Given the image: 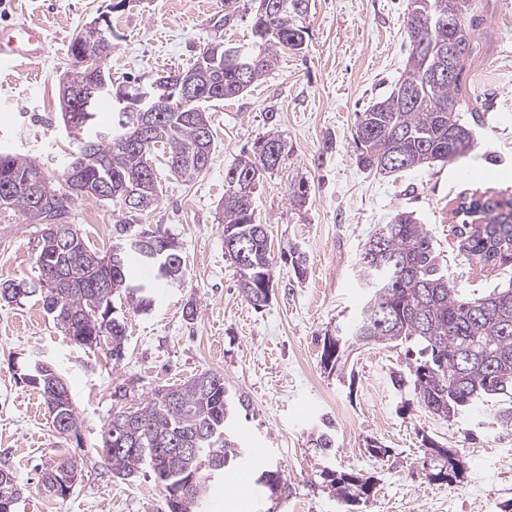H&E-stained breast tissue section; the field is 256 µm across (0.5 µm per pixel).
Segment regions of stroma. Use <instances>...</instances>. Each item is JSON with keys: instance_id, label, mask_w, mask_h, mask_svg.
<instances>
[{"instance_id": "obj_1", "label": "stroma", "mask_w": 512, "mask_h": 512, "mask_svg": "<svg viewBox=\"0 0 512 512\" xmlns=\"http://www.w3.org/2000/svg\"><path fill=\"white\" fill-rule=\"evenodd\" d=\"M110 0H0V27L26 23L42 30L41 60L0 68V146L40 157L52 184H62L69 138L61 124L59 86L71 68L69 46ZM258 0H237L238 18L222 27L224 0H131L112 14V54L104 66L117 82L148 83L156 73L183 68L200 49L220 41L250 47V19ZM409 0H309L303 50H283L268 75L242 96L210 112L216 148L194 182L175 178L163 161L154 167L162 193L152 210L127 217L119 205L75 201L71 223L100 250L112 226L129 219L174 237L186 264L183 285L154 282V305L141 312L117 297L127 321L125 356L113 362L106 345L82 349L55 328L32 298L0 305V461L25 491L17 512H167L166 492L149 472L113 477L98 455L112 393L128 404L161 386L205 370L223 374L247 395L246 417L226 438L261 448L263 465L279 470L286 493L275 512H512V431L493 425L487 404L459 422L424 411L406 374L405 347L368 345L341 370L321 362L324 337L345 334L368 292L359 254L369 237L397 212L428 226L448 279L477 293L512 288V275L467 259L453 234L460 193L478 190L512 197V0H476L491 38L473 76L483 107L472 150L450 163L383 177L358 164L353 138L357 114L390 91L407 59ZM280 134L289 153L261 180L253 206L275 252L298 249L304 276L277 261L267 306L242 295L239 275L224 250V174L237 156ZM305 188L303 205L291 203ZM42 227L0 212V280L38 276ZM193 316H186V309ZM40 363L68 382L78 430L53 429L37 390L22 376ZM332 422L330 452L311 436ZM453 449L463 463L460 482L425 477L426 440ZM382 447L383 455L368 451ZM76 461L82 476L66 496L43 489L38 466ZM368 478L372 490L346 503L328 472Z\"/></svg>"}]
</instances>
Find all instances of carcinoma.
Segmentation results:
<instances>
[{
    "label": "carcinoma",
    "instance_id": "1",
    "mask_svg": "<svg viewBox=\"0 0 512 512\" xmlns=\"http://www.w3.org/2000/svg\"><path fill=\"white\" fill-rule=\"evenodd\" d=\"M280 8L270 14L257 8L251 20L254 48L227 47L205 69L203 87L219 103L239 97L259 83L274 65L278 51L301 50L308 28L303 25L304 10H296V0H278ZM483 15L474 11V0H410L406 21L409 53L405 68L392 89L358 116L356 144L358 163L364 169L385 177L392 173L418 169L435 162L450 163L473 147L472 129L461 119L471 96L462 84V75L471 68L490 32L483 27ZM453 37L467 47L448 76V60L441 50ZM98 108L74 112L79 133L93 146L83 171L82 192L70 198L55 197L57 189L43 204L31 200L24 191L12 192L3 206L29 223L44 225L37 260H53L62 270L59 279L45 290L29 288L24 297H38L42 306L52 303L56 328L78 347H92L110 340L112 361L124 358L126 325L113 316L112 298L124 292L137 310L151 304L131 285L133 270L125 248L126 232L133 225L119 221L114 225L115 242L101 254L68 221L71 205L84 197L98 198L102 179L123 181L135 188L148 184L150 211L161 192L155 173L144 166L142 152L129 147L118 128L120 112L112 113V125L97 123ZM200 126L189 109L178 107L159 112L156 132L146 147L147 155L162 152L168 167L184 183H192L204 173L207 163L196 152ZM267 168L263 146L241 153L224 176V238L237 242L226 247L238 268L242 295L255 308L268 299L264 283L273 279L275 254L265 225L257 222L253 208V180H261ZM47 181L44 163L30 157L0 151V194L10 183L37 184ZM464 212L455 229L461 249L486 266H501L512 261V198H498L485 192L463 196L456 212ZM68 226L64 245H59L51 225ZM246 248V265H241L238 248ZM121 253L122 265L112 266V254ZM359 261L372 280L355 326L336 338L340 353L323 351L324 366L335 369L347 363L348 348L361 341L394 347L417 348L408 373L394 379L398 387L410 386L418 403L430 414L454 419L476 401L497 403L492 418L500 427H512V301H498L501 291L494 288L480 297H470L465 289L448 282L432 236L426 225L412 213L400 211L390 223L382 225L364 244ZM26 385L38 390L51 419L66 422L68 431L77 432L78 416L70 392L57 395L59 376L47 366H34L26 374ZM127 390L112 393V416L101 434V451L112 466L113 476L126 480L146 469L164 489L180 485L183 495L198 506L209 484L224 474V468L237 459L241 449L222 438L226 426L248 400L232 398L224 376L211 370L196 374L181 384L163 386L147 402L134 408L139 423L130 427L121 418ZM197 449L187 457L173 452L181 444ZM442 464L431 478L448 479L457 465L434 442H429ZM135 452H117L115 448ZM77 476V466L64 460L45 469L40 482L51 492L59 470ZM258 482L269 499L279 498L284 484L279 470L264 469ZM337 494L354 503L371 490L368 479L353 475H333ZM20 484L0 481V512L21 498Z\"/></svg>",
    "mask_w": 512,
    "mask_h": 512
}]
</instances>
